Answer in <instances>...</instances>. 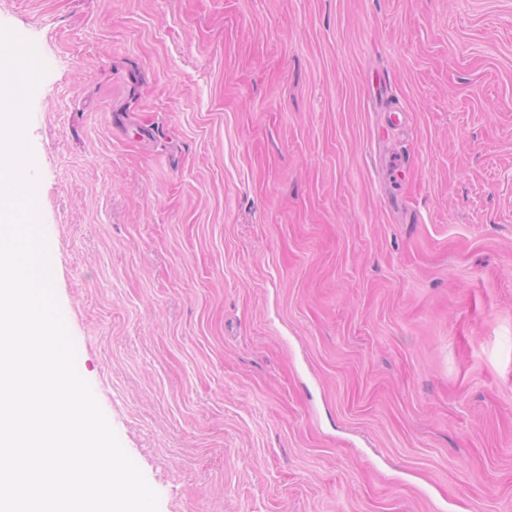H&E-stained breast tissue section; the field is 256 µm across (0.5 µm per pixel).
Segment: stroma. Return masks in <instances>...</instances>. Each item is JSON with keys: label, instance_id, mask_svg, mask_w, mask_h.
I'll return each mask as SVG.
<instances>
[{"label": "stroma", "instance_id": "stroma-1", "mask_svg": "<svg viewBox=\"0 0 512 512\" xmlns=\"http://www.w3.org/2000/svg\"><path fill=\"white\" fill-rule=\"evenodd\" d=\"M0 26L46 66L26 136L77 370L159 512H512V0Z\"/></svg>", "mask_w": 512, "mask_h": 512}]
</instances>
